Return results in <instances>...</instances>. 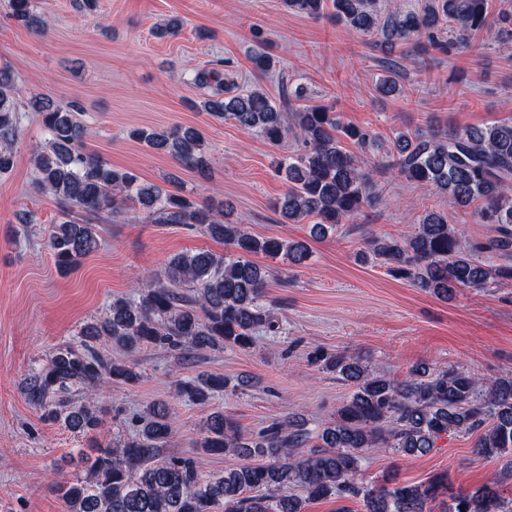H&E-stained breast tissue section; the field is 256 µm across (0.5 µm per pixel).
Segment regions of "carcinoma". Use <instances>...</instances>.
<instances>
[{"instance_id": "obj_1", "label": "carcinoma", "mask_w": 512, "mask_h": 512, "mask_svg": "<svg viewBox=\"0 0 512 512\" xmlns=\"http://www.w3.org/2000/svg\"><path fill=\"white\" fill-rule=\"evenodd\" d=\"M348 27L376 37L382 51L419 41L443 54L468 49L477 35L512 48V13L494 15L490 0H419L416 6L382 10L379 0H284L299 14L317 17L326 2ZM10 16L42 34L46 21L35 0H8ZM191 83L207 91L201 111L230 119L271 146L293 136L298 147L278 162L286 190L275 204L288 224L315 219L320 235L354 219L376 200L370 173L361 169L342 145L346 138L361 149L378 140L376 132L346 124L325 105H309L288 114L258 87L239 86L221 69L197 70ZM41 117L45 146L33 152L39 191L59 205L60 220L51 225L48 246L62 272L99 246L96 225L75 219L118 216L130 206L145 210L146 224H175L204 230L227 246L182 253L164 270L135 286L133 294L112 300L106 316L86 329L88 339L59 350L34 371L27 391L51 423L64 421L84 433L101 423L99 410L67 399L73 385L93 392L103 384L135 385L141 374L128 357L112 359L89 337L104 338L128 354L155 345L179 350L250 349L265 333L279 335L272 308L263 302L270 272L250 256L262 253L290 265L309 258L305 244L278 237H256L229 220L230 211L207 201L173 193L145 182L133 169L109 165L86 146L87 128L76 102L63 106L47 97L30 100ZM22 116L15 75L0 66V175L15 165L22 136ZM129 137L174 156L182 166L203 174L206 144L199 133L174 126L158 132L137 128ZM391 166L405 180L448 199L452 207L481 203L480 220L492 225L488 243L465 242L448 214L432 211L404 237L370 236L365 245L393 276L444 298L459 288H489L512 280V119L481 126L409 132L397 130L390 141ZM501 258L487 265L478 254ZM312 363L350 382L354 391L310 447V433L293 420L273 422L252 434L228 415L217 414L201 427L203 454L236 458L224 475H203L202 459L163 458L160 451L173 432L168 404L157 401L137 417L132 437L79 452L85 476L58 483L67 512H301L307 500L361 499L366 512H432L436 500L445 512H512L493 478L472 492L453 493L448 474L425 484L381 483L361 474L362 454L389 449L404 457L428 454L450 432L476 435L481 457H507L512 464V373L485 380L453 366L426 374L410 370L401 380L377 373L354 355L315 350ZM232 388L224 376L200 373L177 384L178 396L205 405Z\"/></svg>"}]
</instances>
